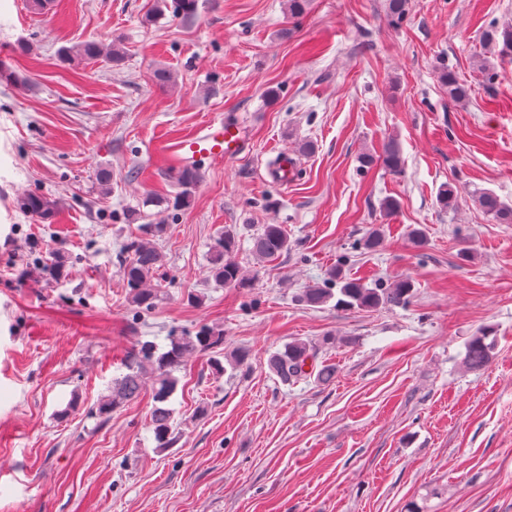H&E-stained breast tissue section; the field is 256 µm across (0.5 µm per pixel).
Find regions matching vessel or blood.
<instances>
[{
  "label": "vessel or blood",
  "instance_id": "obj_1",
  "mask_svg": "<svg viewBox=\"0 0 512 512\" xmlns=\"http://www.w3.org/2000/svg\"><path fill=\"white\" fill-rule=\"evenodd\" d=\"M240 142V129L227 124L178 140L166 146L164 153L170 165L176 167L191 165L199 156L230 160L238 152Z\"/></svg>",
  "mask_w": 512,
  "mask_h": 512
}]
</instances>
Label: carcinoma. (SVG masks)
I'll return each instance as SVG.
<instances>
[{
    "label": "carcinoma",
    "mask_w": 512,
    "mask_h": 512,
    "mask_svg": "<svg viewBox=\"0 0 512 512\" xmlns=\"http://www.w3.org/2000/svg\"><path fill=\"white\" fill-rule=\"evenodd\" d=\"M170 11L172 17L188 19L195 15L197 0H160L150 20L155 21ZM407 0H388L387 17L393 24H399L405 18ZM486 47L498 58L512 59V22L492 24L483 33ZM75 58L96 62L105 59L113 67L122 64L124 52L115 47L104 48L97 40H86L73 48H64L60 59L69 62ZM441 82L448 87V98L463 101L469 96V87L462 82L455 72L444 70ZM361 167L370 169L380 164L393 175L402 172V158L399 147L394 141L387 142L380 154L366 152L360 156ZM181 191L175 198L178 207L190 205L192 195L200 180L199 169L187 166L175 174ZM475 202L484 214L500 224L512 223V206L502 201L491 191H477ZM437 205L445 211L458 207V189L452 183L442 185L436 197ZM19 207L26 212L49 216L57 208V201L39 194H26L18 200ZM163 224H144L141 230L145 237L128 245L132 257L122 267V277L129 288L128 302L140 312L154 307L159 285L154 278L163 266V256L151 243L150 238L164 232ZM290 242L288 234L280 224H264L252 237V252L260 261H273L288 253ZM238 248L236 232L224 230L212 250L210 275L214 281L227 287L247 288V278L235 260ZM414 294V285L407 277L394 280L385 287L370 286L361 278L347 277L335 270L330 275L326 288H308L300 296V302L312 308L321 307L331 300H336V307L351 310H370L391 307H406ZM169 343L161 349L154 342H140L132 348L124 362L125 373L112 381L109 394L99 402L98 416H107L125 403L138 398L142 390L150 388L152 406L150 426L157 447L165 449L172 444L173 409L169 407L170 398L179 385L177 372L189 358L197 355H211L212 367L217 373L225 367L236 369L245 365L250 353L246 349L235 351L227 363L215 356L216 349L224 343L222 333L208 326H202L194 332H183L178 336L168 337ZM496 345L494 333L483 329L471 337L465 345L463 357L465 365L473 370L487 366ZM319 345L296 339L283 348L271 353L268 369L285 384L299 380L312 379L317 383H328L336 375V366L318 361Z\"/></svg>",
    "instance_id": "1"
}]
</instances>
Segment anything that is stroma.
Here are the masks:
<instances>
[{"instance_id":"obj_1","label":"stroma","mask_w":512,"mask_h":512,"mask_svg":"<svg viewBox=\"0 0 512 512\" xmlns=\"http://www.w3.org/2000/svg\"><path fill=\"white\" fill-rule=\"evenodd\" d=\"M57 4L46 17L0 0V66L14 75L0 80V512H512V224L473 198L512 204V63L479 68L481 34L512 20V0H408L396 26L386 0H312L296 20L288 0H198L194 19L152 25L156 0ZM89 39L119 43L123 64L60 62ZM444 67L469 84L466 102L449 100ZM220 121L240 126L244 151L199 161L189 207L146 205L178 192L163 145ZM391 140L401 175L361 168ZM284 154L298 173L281 182L270 163ZM448 182L453 212L436 204ZM25 192L57 212L20 210ZM132 210L166 226L156 307L141 316L120 273L141 236ZM230 224L246 289L208 273ZM264 224L292 243L270 263L251 252ZM376 228L381 248L364 250ZM337 266L372 285L410 278L415 296L375 311L297 302ZM203 324L250 359L221 375L189 359L166 451L150 392L92 416L135 343ZM483 327L496 347L474 371L465 345ZM325 336L330 383L270 373L284 344ZM475 202L484 214L500 224L512 223V206L502 201L491 191H476Z\"/></svg>"}]
</instances>
